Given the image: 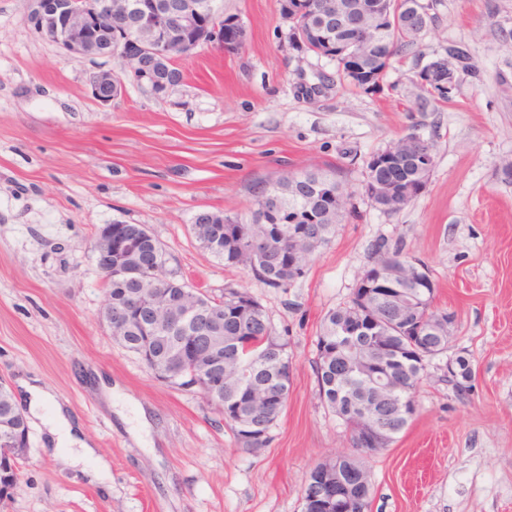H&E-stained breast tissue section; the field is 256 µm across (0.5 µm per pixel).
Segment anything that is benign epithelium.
Segmentation results:
<instances>
[{"mask_svg":"<svg viewBox=\"0 0 512 512\" xmlns=\"http://www.w3.org/2000/svg\"><path fill=\"white\" fill-rule=\"evenodd\" d=\"M27 21L38 34L50 38L61 50L72 56L99 58L118 56L120 68L100 69L88 80L91 97L107 105L122 92L125 79L145 82L158 97L181 83L183 72L177 61L208 47H219L232 53L246 42L247 32L236 17L226 16L214 6L213 0H29ZM394 0H372L368 4L354 5L347 0H285V19L292 23L290 41L303 49L309 47V38L321 39L322 50L318 57L328 58L330 52L342 56L364 70L373 64L391 59V47L383 38L384 23L391 16ZM408 23L420 34L428 26L431 15L422 3L412 5ZM420 82L434 91L452 90L456 69L446 57H436L419 71ZM407 157L414 159L420 179L416 182H399L392 175L373 178L383 167V159L394 162ZM436 151L424 135L412 132L388 142L365 162L366 197L369 203L384 214H394L412 203L427 188L435 167ZM326 183L313 185L314 192L306 212L311 214L309 226L296 233L288 243V268H306L310 251L321 239L318 224L331 213V207L321 202V190ZM149 231L141 224L113 223L100 227L93 243L96 261L104 278L112 279V271L120 270L128 262L137 244ZM370 268L375 270L377 281L387 288L385 302L400 312L412 305L403 288L421 287L422 268L401 263L390 268L373 258ZM104 314L101 323L109 335L119 338L138 323L145 334L158 327L171 331L191 323L188 336L191 351L197 353L199 339L209 344L220 342L216 327L223 314L213 312L198 300L182 301L180 311L171 313L154 302L150 307L134 299L129 303H112V289H105ZM338 335L350 341L356 336H377L380 321L367 329L358 317L352 318L337 329ZM179 357L164 367L149 361L144 365L153 377L166 384L177 380L185 388L204 390L224 388V379L237 377L240 365L231 370H216L204 375L182 365ZM353 374L365 377L376 395L365 411L366 423L359 431L361 447L369 455L387 447L390 427L382 419L388 408L401 409L396 400L407 389L400 378L367 370L366 359L358 354L349 363ZM313 471L323 475L321 486L311 491L303 489V507L319 503L322 512H364V498L341 493L345 483L336 473V458L318 463Z\"/></svg>","mask_w":512,"mask_h":512,"instance_id":"benign-epithelium-1","label":"benign epithelium"}]
</instances>
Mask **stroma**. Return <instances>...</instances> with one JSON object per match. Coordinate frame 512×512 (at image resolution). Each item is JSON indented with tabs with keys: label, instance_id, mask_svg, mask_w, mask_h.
<instances>
[{
	"label": "stroma",
	"instance_id": "obj_1",
	"mask_svg": "<svg viewBox=\"0 0 512 512\" xmlns=\"http://www.w3.org/2000/svg\"><path fill=\"white\" fill-rule=\"evenodd\" d=\"M429 3L431 23L377 94L336 83L306 93L334 66L290 45L279 0H218L247 30L239 51L180 60L184 79L164 97L129 79L102 105L88 77L111 59L65 54L32 30L29 0H0V377L40 379L110 466L104 484L60 469L28 417L19 488L0 512H302L311 469L351 450L318 397L322 317L382 239L427 265L436 307L456 321L409 426L364 459L368 512H512V0ZM452 47L467 66L443 100L417 73ZM414 130L435 140V168L389 216L360 193L365 162ZM312 168L343 169L354 210L291 288L198 247V212L249 220L254 184ZM117 221L145 225L190 286L247 289L287 340L288 405L261 449L200 393L153 379L102 326L93 241ZM459 355L472 367L462 393L445 379Z\"/></svg>",
	"mask_w": 512,
	"mask_h": 512
}]
</instances>
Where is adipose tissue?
<instances>
[{"label":"adipose tissue","instance_id":"obj_1","mask_svg":"<svg viewBox=\"0 0 512 512\" xmlns=\"http://www.w3.org/2000/svg\"><path fill=\"white\" fill-rule=\"evenodd\" d=\"M19 386L28 398L29 410L41 418L47 429V443L55 451V460L65 468L94 462L95 479L105 482L109 476L108 463L98 458L95 448L85 440L78 424L69 418L65 406L37 381L23 378Z\"/></svg>","mask_w":512,"mask_h":512}]
</instances>
